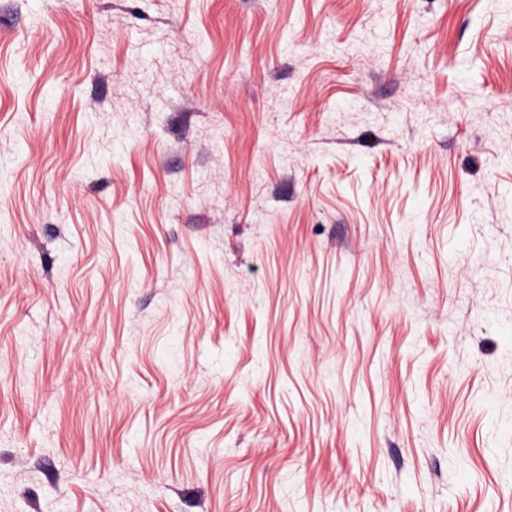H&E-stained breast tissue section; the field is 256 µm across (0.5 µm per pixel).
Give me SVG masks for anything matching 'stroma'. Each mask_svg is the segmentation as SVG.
<instances>
[{"mask_svg": "<svg viewBox=\"0 0 512 512\" xmlns=\"http://www.w3.org/2000/svg\"><path fill=\"white\" fill-rule=\"evenodd\" d=\"M0 512H512V0H0Z\"/></svg>", "mask_w": 512, "mask_h": 512, "instance_id": "1", "label": "stroma"}]
</instances>
